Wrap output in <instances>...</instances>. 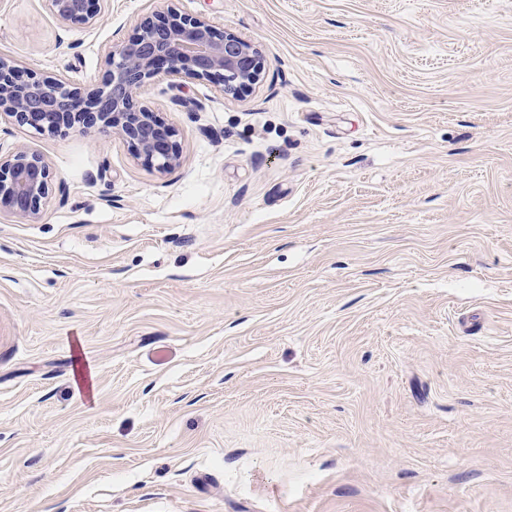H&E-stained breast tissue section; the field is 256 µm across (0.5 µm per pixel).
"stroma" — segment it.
Segmentation results:
<instances>
[{"mask_svg": "<svg viewBox=\"0 0 512 512\" xmlns=\"http://www.w3.org/2000/svg\"><path fill=\"white\" fill-rule=\"evenodd\" d=\"M256 42L153 78L162 174L0 119L55 175L0 213V512H512V0H0L71 87L142 16ZM50 12L60 21L78 28L95 24L106 0H47Z\"/></svg>", "mask_w": 512, "mask_h": 512, "instance_id": "1", "label": "stroma"}]
</instances>
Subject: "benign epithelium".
Returning <instances> with one entry per match:
<instances>
[{
    "mask_svg": "<svg viewBox=\"0 0 512 512\" xmlns=\"http://www.w3.org/2000/svg\"><path fill=\"white\" fill-rule=\"evenodd\" d=\"M50 12L78 28L95 24L106 0H47ZM100 84L82 93L56 78L0 57V113L40 131L116 134L147 166L167 173L181 165L177 131L140 105L137 94L161 73L224 87L240 95L256 85L266 67L260 46L214 22L172 11L143 18L129 39L105 51ZM54 175L24 147L0 155V213L36 218L50 195Z\"/></svg>",
    "mask_w": 512,
    "mask_h": 512,
    "instance_id": "obj_1",
    "label": "benign epithelium"
}]
</instances>
